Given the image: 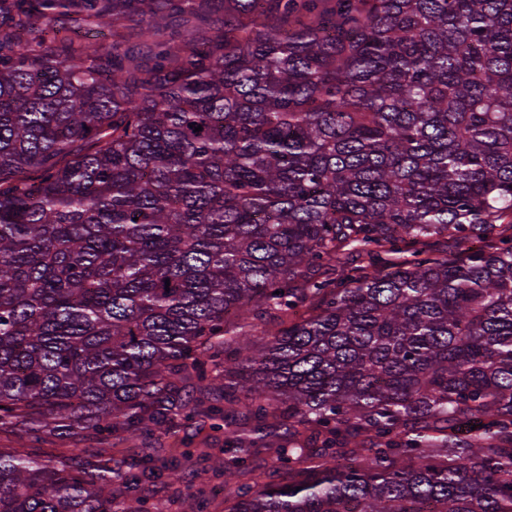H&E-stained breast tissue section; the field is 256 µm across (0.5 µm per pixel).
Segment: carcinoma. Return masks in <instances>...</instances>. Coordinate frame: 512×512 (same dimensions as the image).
Instances as JSON below:
<instances>
[{"mask_svg": "<svg viewBox=\"0 0 512 512\" xmlns=\"http://www.w3.org/2000/svg\"><path fill=\"white\" fill-rule=\"evenodd\" d=\"M508 216L512 0H0V512H512ZM209 465L210 462L208 461L201 462L193 467V473L187 475L183 483L175 484L174 487L161 488L159 497L168 501V512H179L181 509V496L185 494L188 489L195 490L196 488L210 484L211 472H209Z\"/></svg>", "mask_w": 512, "mask_h": 512, "instance_id": "obj_1", "label": "carcinoma"}]
</instances>
